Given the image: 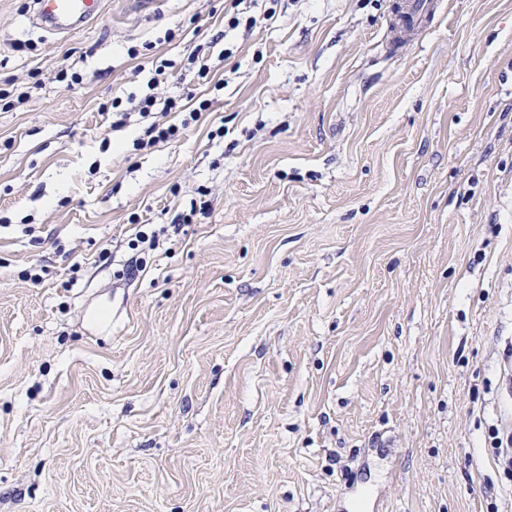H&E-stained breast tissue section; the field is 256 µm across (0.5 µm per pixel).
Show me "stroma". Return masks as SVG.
Here are the masks:
<instances>
[{
  "instance_id": "obj_1",
  "label": "stroma",
  "mask_w": 512,
  "mask_h": 512,
  "mask_svg": "<svg viewBox=\"0 0 512 512\" xmlns=\"http://www.w3.org/2000/svg\"><path fill=\"white\" fill-rule=\"evenodd\" d=\"M103 2L0 0V512H512V0ZM37 9L30 20L55 34H70L96 18L102 0H35ZM432 11L433 2L430 0H409L404 14L397 19V30L401 34L414 31ZM127 104L130 106L123 107V101H119L118 98H115L112 99L110 107H102V112H113L112 125L124 126L127 123V120L131 118L132 114H138L141 118H148L152 114L161 113V117H165L170 112H184L187 110V108H184L186 105H181L177 100L168 99L164 102L162 109L159 112H155L157 110V99L153 94L148 93L138 100H136L134 96L128 97ZM209 109V102L207 99L201 100L198 103V106L191 109L189 114V119L184 118L181 122V128L175 124L166 125V123H160L159 120L153 121L149 126L144 128L143 136L145 138H139V143L145 145H152L158 143L160 141H167L169 139L175 138L179 136L180 129H186L192 122H196L199 116L202 114L201 112H207ZM147 138L146 142L145 139ZM491 445L497 461L503 464L506 478L510 480L512 472V434L500 433L498 429L491 430Z\"/></svg>"
}]
</instances>
